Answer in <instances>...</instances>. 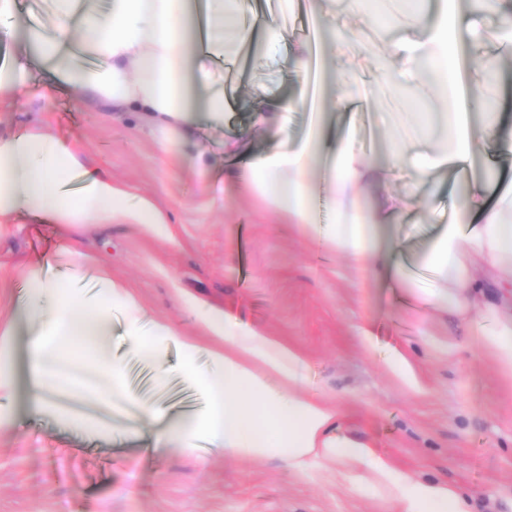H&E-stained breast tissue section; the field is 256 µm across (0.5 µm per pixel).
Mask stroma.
Segmentation results:
<instances>
[{
    "mask_svg": "<svg viewBox=\"0 0 512 512\" xmlns=\"http://www.w3.org/2000/svg\"><path fill=\"white\" fill-rule=\"evenodd\" d=\"M0 18V60L21 51L15 33L52 23L54 0H18ZM246 19L269 14L288 28L271 46L263 25L242 57L214 61L212 81L235 73L232 107L223 123L199 112L167 126L144 112H110L72 101L46 85L37 97L0 103V133L44 131L77 148L114 184L150 199L165 224H85L66 228L23 218L0 224V369L13 381L0 395V512H400L395 490L350 463L311 465L296 472L277 460L255 464L206 441L186 451L174 440L151 451L155 434L183 413L196 416L206 397L180 375L179 353L166 350L170 370L135 349L126 313L113 306L98 348H65V367L93 382L108 355L122 361L131 382L121 409L106 410L95 391L66 400L71 419L27 413L25 360L38 324L26 312L28 278L81 266L77 292L102 296L98 272L121 281L137 299L144 334L167 324L203 349L217 347L208 323L231 315L244 327L289 345L307 366L293 391L336 408L349 439L374 448L394 473L463 491L471 512H512V379L503 376L475 324L459 319L438 297L448 283L427 262L432 242L450 220L469 222L460 205L474 182L487 185L484 209L512 218V48L500 45L493 90L499 106L497 139L470 164L423 176L418 151L406 148V127L429 116L416 105L391 112L390 94L356 112L330 114L335 93L359 97L377 80L374 54L391 72L406 66L392 46L409 34L391 28L373 54L341 53L330 38L335 23L359 35L387 23L383 13H345L342 0H244ZM318 44L325 79L310 112L257 113L265 99L288 101L297 80L283 61ZM323 130L313 161V189L324 197L323 176L338 140L352 137L358 162L370 171L359 208L373 224V255L357 261L327 235L306 234L264 196L235 178L236 170L274 146L302 141L311 124ZM371 345L360 340L361 331ZM410 361L414 384L388 365L393 353Z\"/></svg>",
    "mask_w": 512,
    "mask_h": 512,
    "instance_id": "obj_1",
    "label": "stroma"
}]
</instances>
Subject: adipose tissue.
<instances>
[{"label":"adipose tissue","instance_id":"adipose-tissue-1","mask_svg":"<svg viewBox=\"0 0 512 512\" xmlns=\"http://www.w3.org/2000/svg\"><path fill=\"white\" fill-rule=\"evenodd\" d=\"M209 2L201 18L187 10L184 0H108L101 12L92 11L82 0H55L57 24L28 27L27 53L0 66V101L36 95L30 73L36 63L54 82L67 87L76 102L96 101L117 112H148L164 120L187 121L192 111L184 77L188 28L206 27L212 52L195 59L197 76L204 82L209 79L212 54L238 53L252 40L251 30L241 20V0ZM75 19L89 32V39L71 42ZM467 26V17L455 8L424 11L413 17L412 35L405 41L408 53L438 59L441 92L454 96L452 106L441 115L448 145L429 158L431 169L467 164L481 143L495 136L493 125H483L476 135L469 124L471 97L460 87L461 66L474 58L481 43L462 37ZM78 51L91 56L93 65L76 60ZM312 149L309 139L291 150L273 149L246 162L238 179L259 193L270 194L274 209L315 233L319 227L308 216ZM329 173L338 220L333 241L354 259H368L371 247L356 207L365 174L349 141L337 144ZM75 177L84 184L78 197L66 189ZM20 217L70 227L109 224L118 218L133 224L166 221L150 200L113 184L111 176L92 168L78 151L46 132L0 135V224ZM486 259L502 260L498 278L512 284V224L502 222L495 211L482 212L475 224H448L431 251L429 264L445 274L448 304L459 317L474 311L486 314L489 326L482 343L494 354L500 371L512 377V314L489 305L484 280L468 273L469 265ZM80 276V270L74 269L66 279L39 275L32 281L35 294L55 299L52 309L32 313L40 322L27 350L32 413L52 408L53 394L77 392L74 383L58 374L60 337L93 335L97 326L108 322L114 303L131 313L127 336L135 340L141 336L138 303L132 293L102 273L98 279L109 298L89 306L71 296V283ZM210 330L224 345L210 350L207 370L196 364L198 344L168 325L157 326V346L142 351L158 363L162 360L159 344L173 342L181 353V372L207 395L206 410L193 423L178 426L177 434L217 442L224 454L236 458L277 459L296 471L314 461L347 460L390 481L402 512H469L465 494L392 473L373 448L339 433L335 409L315 398L288 393L305 364L301 353L228 316L212 319Z\"/></svg>","mask_w":512,"mask_h":512}]
</instances>
